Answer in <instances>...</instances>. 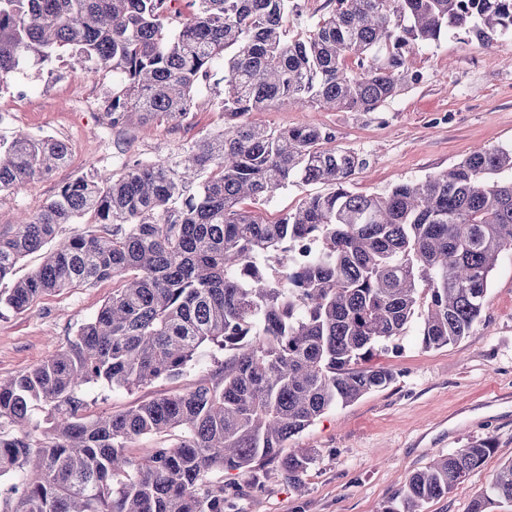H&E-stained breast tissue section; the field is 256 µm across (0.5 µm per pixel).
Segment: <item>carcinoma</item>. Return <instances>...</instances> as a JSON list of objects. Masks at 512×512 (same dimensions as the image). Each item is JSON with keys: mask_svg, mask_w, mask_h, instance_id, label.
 <instances>
[{"mask_svg": "<svg viewBox=\"0 0 512 512\" xmlns=\"http://www.w3.org/2000/svg\"><path fill=\"white\" fill-rule=\"evenodd\" d=\"M176 2L0 0V92L29 61L66 56L112 75L101 113L110 129L182 124L202 88L220 95L224 115L174 153L75 176L0 232V282L12 280L0 317L117 284L66 347L0 380V478L12 479L0 512H224L215 472L273 462L298 481L311 457L284 452L288 441L390 386L393 371L375 359L399 348L414 318L425 350L469 335L512 249V144L360 194L350 185L366 159L332 132L250 121L278 103L373 112L415 80L416 50L512 36V0H326L328 13L293 37L298 0H187L188 14ZM68 157L52 135L0 136V194ZM310 183L326 191L274 220L243 207ZM84 218L98 228L57 240ZM41 250V264L15 277ZM195 367L203 374L184 392L89 412L95 384L129 390ZM149 435L169 442L130 451ZM491 451L484 438L440 456L383 512H420ZM502 502H512V460L470 512Z\"/></svg>", "mask_w": 512, "mask_h": 512, "instance_id": "carcinoma-1", "label": "carcinoma"}]
</instances>
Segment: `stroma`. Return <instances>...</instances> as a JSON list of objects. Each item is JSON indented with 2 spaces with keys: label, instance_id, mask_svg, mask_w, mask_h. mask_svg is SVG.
Returning a JSON list of instances; mask_svg holds the SVG:
<instances>
[{
  "label": "stroma",
  "instance_id": "stroma-1",
  "mask_svg": "<svg viewBox=\"0 0 512 512\" xmlns=\"http://www.w3.org/2000/svg\"><path fill=\"white\" fill-rule=\"evenodd\" d=\"M417 74L397 97L372 112L273 105L253 113L272 128L300 125L332 131L338 147L367 160L353 191L381 193L396 183L448 169L479 146L512 143V37L492 49L448 37L416 51ZM22 96L0 93V134L40 131L65 140L70 156L47 179L0 196V227L19 212L38 210L70 178L114 170L128 158L176 151L221 125L214 94L195 98L189 124L155 125L149 135L108 132L100 119L110 78L70 70L65 62L27 65L14 79ZM102 281L44 296L19 314L0 318V379L24 374L64 347L79 324L112 294ZM398 354L380 356L394 382L346 407L328 410L291 442L308 449L309 468L295 483L275 464L254 475L221 473L224 512H382L396 488L434 458L490 438L493 450L448 495L424 512H470L473 500L500 466L512 460V251L500 259L481 321L469 336L441 349H422L409 324ZM199 375L160 378L130 391H89L91 413L122 410L190 388Z\"/></svg>",
  "mask_w": 512,
  "mask_h": 512
}]
</instances>
